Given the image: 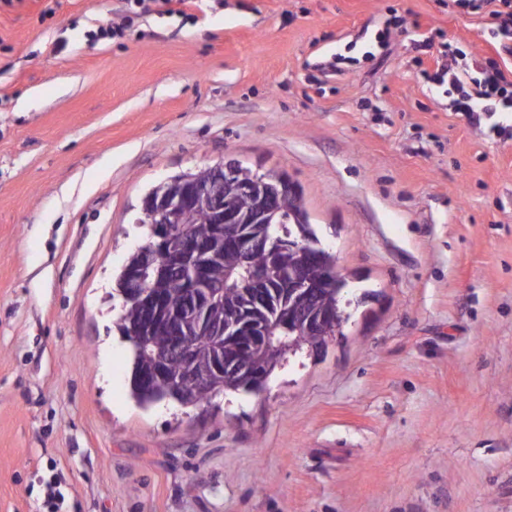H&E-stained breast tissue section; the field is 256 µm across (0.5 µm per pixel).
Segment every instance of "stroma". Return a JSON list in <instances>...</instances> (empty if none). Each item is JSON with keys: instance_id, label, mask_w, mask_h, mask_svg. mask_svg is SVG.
<instances>
[{"instance_id": "35a3bbf8", "label": "stroma", "mask_w": 512, "mask_h": 512, "mask_svg": "<svg viewBox=\"0 0 512 512\" xmlns=\"http://www.w3.org/2000/svg\"><path fill=\"white\" fill-rule=\"evenodd\" d=\"M448 40L496 55L454 0H0V512H512V142L423 80ZM228 155L299 186L350 319L140 407L141 201Z\"/></svg>"}]
</instances>
